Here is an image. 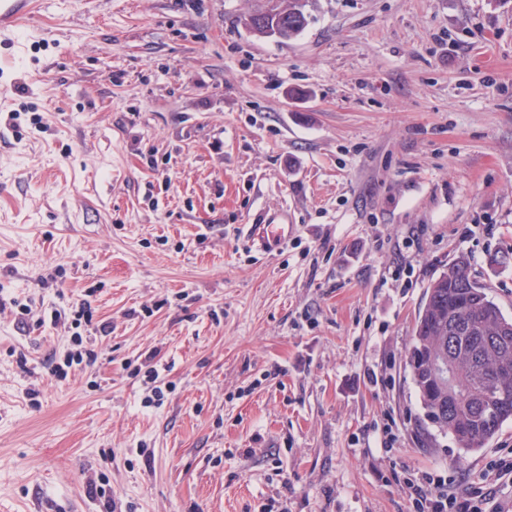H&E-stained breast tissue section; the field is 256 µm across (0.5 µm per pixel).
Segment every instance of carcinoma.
<instances>
[{"label":"carcinoma","instance_id":"carcinoma-1","mask_svg":"<svg viewBox=\"0 0 512 512\" xmlns=\"http://www.w3.org/2000/svg\"><path fill=\"white\" fill-rule=\"evenodd\" d=\"M463 288L472 293L475 308L448 326V293ZM408 349L407 367L425 352L444 353L454 363L457 383L452 395L426 391L417 376L425 417L453 437L463 454L475 452L512 419V318L488 296L472 273L468 257H456L427 291Z\"/></svg>","mask_w":512,"mask_h":512}]
</instances>
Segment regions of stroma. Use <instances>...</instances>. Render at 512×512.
<instances>
[{"label": "stroma", "mask_w": 512, "mask_h": 512, "mask_svg": "<svg viewBox=\"0 0 512 512\" xmlns=\"http://www.w3.org/2000/svg\"><path fill=\"white\" fill-rule=\"evenodd\" d=\"M261 6L45 0L0 41V512H411L512 457L406 366L458 255L512 316V0H312L288 40ZM305 0H289L287 2L291 3V7H287L286 5H283L282 0H271L268 4V11L263 14H250L247 18V24L251 31L258 37L261 38H271V37H279L280 40H283V36L280 35L277 30L275 29L274 33L273 31L267 27V19L269 16H275L277 19H279L281 22L286 21L288 22V39H291L292 37L299 34L306 26L307 24V15L306 13V7L308 6V3H310L309 0H307L306 4H304V12H302L301 21L297 25L296 28H293L292 24L294 20H291L290 17H288L289 14H295L298 15L299 13V5L303 4ZM265 224H250L247 232L254 242L268 252L279 246L294 229L288 224V213L274 212L264 219Z\"/></svg>", "instance_id": "stroma-1"}]
</instances>
